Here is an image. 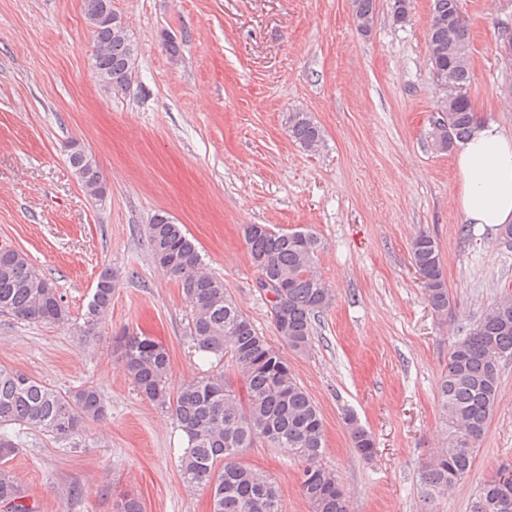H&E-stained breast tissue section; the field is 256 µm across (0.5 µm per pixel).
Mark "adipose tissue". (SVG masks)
Returning a JSON list of instances; mask_svg holds the SVG:
<instances>
[{"mask_svg": "<svg viewBox=\"0 0 512 512\" xmlns=\"http://www.w3.org/2000/svg\"><path fill=\"white\" fill-rule=\"evenodd\" d=\"M454 159L461 176L458 208L464 223H512V131L490 120L477 122Z\"/></svg>", "mask_w": 512, "mask_h": 512, "instance_id": "obj_1", "label": "adipose tissue"}]
</instances>
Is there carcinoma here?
Instances as JSON below:
<instances>
[{"label":"carcinoma","mask_w":512,"mask_h":512,"mask_svg":"<svg viewBox=\"0 0 512 512\" xmlns=\"http://www.w3.org/2000/svg\"><path fill=\"white\" fill-rule=\"evenodd\" d=\"M460 0H431L427 31L428 59L443 96L437 110L442 123L429 128L434 151L451 152L470 135L478 121L469 95L473 74L468 28L457 12ZM412 0H392L394 23L410 21ZM376 0H353L358 29L371 32ZM93 35L92 71L103 87L127 89L137 57V44L112 0H84ZM289 136L303 149L315 151L323 131L311 113L287 117ZM69 162L79 184L95 195L106 193L96 162L77 144ZM157 265L181 280L191 307V335L197 348L215 356L213 370L189 381L171 396L166 379L171 370L167 350L149 336L131 335L119 342L121 360L138 394L171 412L186 435L188 450L179 472L190 488L207 491L211 512H283L274 479L241 461L246 449L275 437L271 448H284L301 463L299 484L311 512H348V495L335 474L319 464L324 428L320 410L298 383L288 361L254 328L224 289L205 270L198 247L182 225L168 214H156L147 225ZM245 244L259 277L283 286L274 325L281 340L297 353L314 339L315 316L332 303V294L317 267L322 242L310 229L275 230L267 224L243 228ZM412 264L422 279L428 304L438 314L448 310L449 295L442 257L432 236L421 233L411 245ZM116 277L105 268L98 276L84 314V332L101 323L112 305ZM0 313L29 323L60 322L67 308L58 290L19 251L0 248ZM512 360V298L487 308L452 347L448 371L439 385V401L451 429L448 447L425 465L422 479L434 494L447 491L470 471L474 445L485 434L499 397L500 364ZM234 368L241 386L224 376V363ZM106 405L94 386L61 393L19 370L0 366V428L20 427L66 440L87 423L103 418ZM353 449L369 459L375 453L371 433L348 418ZM19 451L11 443L0 452V512H36L25 503L21 482L6 466ZM471 512H512V493L501 492L497 476L488 479Z\"/></svg>","instance_id":"cac0c4a2"}]
</instances>
